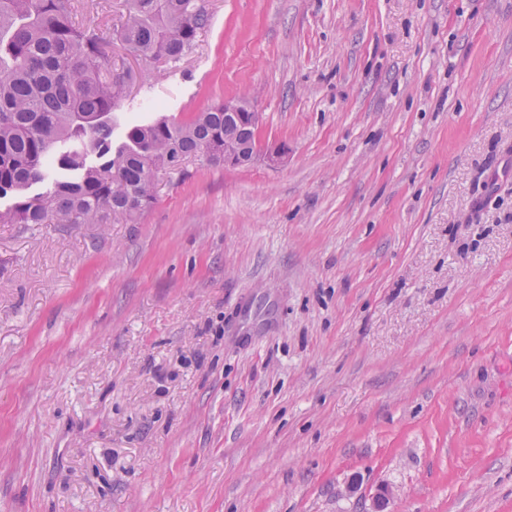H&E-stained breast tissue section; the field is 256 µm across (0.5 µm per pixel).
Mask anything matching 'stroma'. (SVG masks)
<instances>
[{
	"mask_svg": "<svg viewBox=\"0 0 512 512\" xmlns=\"http://www.w3.org/2000/svg\"><path fill=\"white\" fill-rule=\"evenodd\" d=\"M206 8L111 140L244 96L253 162L0 224V512H512V0Z\"/></svg>",
	"mask_w": 512,
	"mask_h": 512,
	"instance_id": "1",
	"label": "stroma"
}]
</instances>
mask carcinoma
Returning a JSON list of instances; mask_svg holds the SVG:
<instances>
[{
    "instance_id": "obj_1",
    "label": "carcinoma",
    "mask_w": 512,
    "mask_h": 512,
    "mask_svg": "<svg viewBox=\"0 0 512 512\" xmlns=\"http://www.w3.org/2000/svg\"><path fill=\"white\" fill-rule=\"evenodd\" d=\"M112 38L73 22L74 0H0V196L13 204L1 224H137L155 200L159 175L182 168L224 138L253 145L246 121L224 104L184 122L134 124L112 150V109L130 72L112 44L155 62L185 55L209 22L205 0H124ZM67 150L59 153L57 148ZM48 196L29 193L53 170Z\"/></svg>"
}]
</instances>
